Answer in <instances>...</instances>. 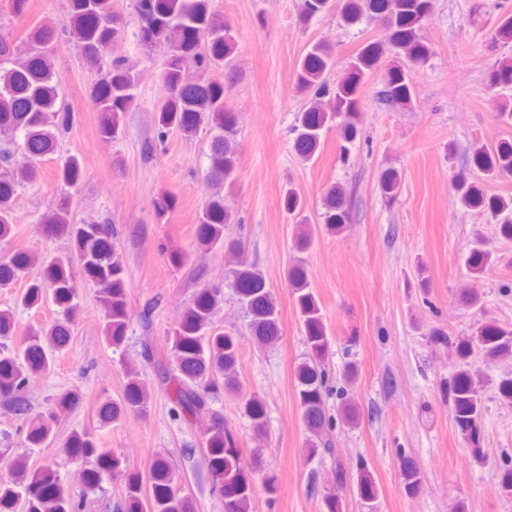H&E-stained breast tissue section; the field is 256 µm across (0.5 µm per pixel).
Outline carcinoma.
<instances>
[{"instance_id":"cac0c4a2","label":"carcinoma","mask_w":512,"mask_h":512,"mask_svg":"<svg viewBox=\"0 0 512 512\" xmlns=\"http://www.w3.org/2000/svg\"><path fill=\"white\" fill-rule=\"evenodd\" d=\"M333 9V0H302L300 16L307 23ZM433 9L432 0H340L339 17L353 26L364 16L373 19L384 31V39L367 40L348 60L345 73L336 82L329 77L336 67L333 48L325 42L312 44L301 58L295 72L296 90L308 97L297 113L293 126V150L304 160H311L321 148L323 137L336 130L348 151L362 131L361 101L365 82L378 71L384 72L377 99L382 104L409 108L414 90L411 72L427 62L432 54L423 36L425 20ZM136 35L149 50L163 51L158 72L161 98L153 113L158 140L175 133L186 141L197 137L205 125L217 131L209 154V179L212 190L207 195L196 225L198 248L206 254L220 246L235 259L230 271L232 288L244 309L249 336L261 345L276 342L281 326L276 303L266 288L264 273L245 260L241 243L226 234L234 223L232 208L224 197V183L233 180L238 163L237 122L235 113L224 107L228 86L216 79H202L186 70L194 61L197 69L231 64L235 41L230 28L212 7V0H133ZM125 17L112 8L111 0H99L92 7L88 0H68L67 21L63 28L76 40L83 66L92 70L95 81L90 88L91 102L101 115L99 135L107 144L118 138L120 119L135 100L137 62L114 57L103 64L111 45L125 31ZM56 30L49 25L32 28L27 41L32 51L24 59L16 58V42L9 25L0 21V135L18 131L24 135L22 151L9 148L0 152L7 169L0 173V242L9 241L14 223V199L19 188L32 184L40 175L38 164L57 151L58 138L71 124V112L60 95L61 77L52 64V43ZM496 45L512 44V14L502 17L492 37ZM489 89H512V58L495 60L487 74ZM65 186L83 179L81 162L75 156L63 163L58 173ZM512 178V141L493 146H475L467 164L451 176L453 194L467 207L488 211L499 217L498 235L512 240V196L485 192V179ZM378 186L389 203L397 200L401 178L388 168L380 172ZM284 209L290 215L304 210L301 195L293 188L283 194ZM170 194L158 197L155 217L161 223L174 209ZM353 219L352 205L345 190L330 186L323 198L319 223L330 232L339 233ZM48 231L65 238L70 254L45 263L32 278L23 294V302L39 307L50 299L61 310L62 318L48 326L29 329L18 345H0V397L15 415L26 419L25 442L29 448H44L56 435L64 413L75 408L82 395L72 389L59 392L53 406L36 418H28L24 392L31 380L51 368L47 350H60L70 340L71 322L79 311L74 269L97 287L103 310L104 335L115 350L123 347L132 313L129 310L126 269L118 250L114 229L95 222L74 224L69 220V199L64 197L44 217ZM314 242L312 228L301 221L294 248L304 252ZM491 261L490 253L477 243L467 257L468 273L473 279L484 277ZM35 262L32 254L16 250L0 259V288L9 287L18 272ZM287 279L294 296L303 328L307 358L296 370V394L307 431L308 452L315 456L326 447V430L333 426L327 416L325 396L327 378L324 368L331 348L322 308L311 288L303 262L288 268ZM195 284L190 303L169 337L176 366L165 376L171 398L184 418L206 409L210 394L222 389L236 392L242 335L217 329L213 314L221 289L192 277ZM478 351L487 360L512 357V328L482 321L471 336L455 346L457 369L440 379L437 390L442 401L451 405L453 422L468 443L472 457L481 452L484 405L470 358ZM128 383L121 400L101 401L97 417L108 425L128 412H147L150 392L139 378V371L126 366ZM242 413L249 420L253 434L267 432V406L257 396L242 402ZM359 418L358 405L342 397L338 420L348 426ZM204 464L213 490L224 498V512H250L256 494L255 474L262 466L260 455L246 461L235 435L224 426L222 415L213 413L210 427L201 438ZM65 452L89 461L75 487L63 480L51 464L31 468L23 457L16 459L7 480H0V512H78L80 498L101 487L104 479L120 473L125 479V512H195L191 494L176 486L168 460L154 459L146 473L128 470L123 457L101 448L88 431L72 432L64 443ZM404 492L416 497L423 487L421 469L409 456L398 459ZM346 474H336V488L323 496L322 512H343ZM356 491L368 508L376 507L379 487L369 469L359 466Z\"/></svg>"}]
</instances>
